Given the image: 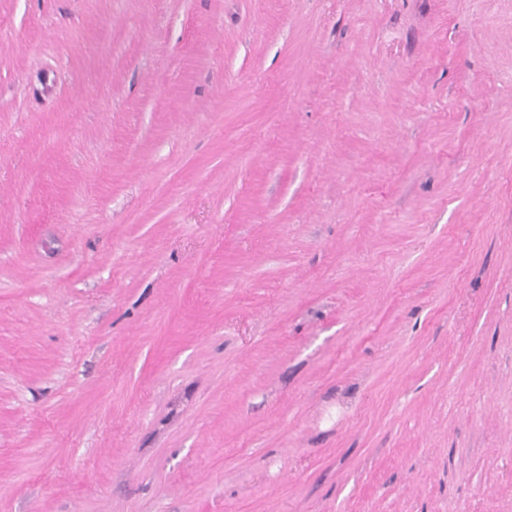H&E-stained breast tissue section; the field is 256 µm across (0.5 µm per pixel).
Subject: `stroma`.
Wrapping results in <instances>:
<instances>
[{
    "label": "stroma",
    "instance_id": "35a3bbf8",
    "mask_svg": "<svg viewBox=\"0 0 512 512\" xmlns=\"http://www.w3.org/2000/svg\"><path fill=\"white\" fill-rule=\"evenodd\" d=\"M0 512H512V0H0Z\"/></svg>",
    "mask_w": 512,
    "mask_h": 512
}]
</instances>
